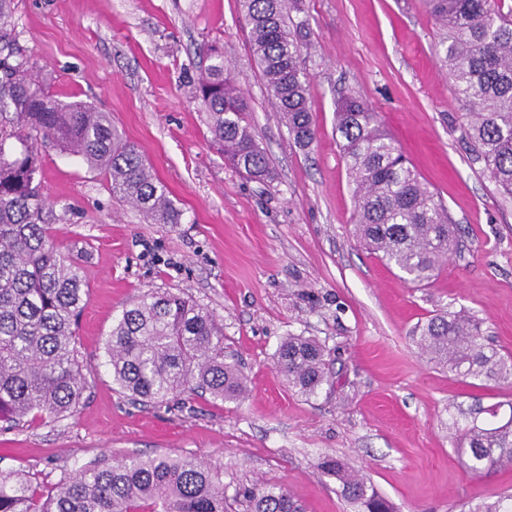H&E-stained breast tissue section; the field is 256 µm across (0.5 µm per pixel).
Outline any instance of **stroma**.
Segmentation results:
<instances>
[{
  "instance_id": "stroma-1",
  "label": "stroma",
  "mask_w": 512,
  "mask_h": 512,
  "mask_svg": "<svg viewBox=\"0 0 512 512\" xmlns=\"http://www.w3.org/2000/svg\"><path fill=\"white\" fill-rule=\"evenodd\" d=\"M307 32L317 139L290 140L249 43L240 0H13L20 51L65 101L109 113L182 212L150 224L113 197L109 180L54 146L42 186L54 235L78 258L89 300L77 330L86 390L60 421L0 422V468L49 490L63 472L103 458L170 453L224 467L228 488L284 486L305 512H355L317 464L355 466L399 512H474L512 494V467L471 473L450 419L504 423L512 386L462 378L431 363L413 330L436 311L465 309L512 356V199L461 135L464 109L441 69L440 32L419 0H299ZM244 91L246 112L276 179L261 183L224 162L196 99L206 49ZM352 93L430 183L460 228L457 252L417 287L351 235L352 185L336 139V104ZM189 295L224 322L248 380L241 401L182 396L154 408L112 382L105 339L132 299ZM288 336L340 352L333 389L306 398L275 354Z\"/></svg>"
}]
</instances>
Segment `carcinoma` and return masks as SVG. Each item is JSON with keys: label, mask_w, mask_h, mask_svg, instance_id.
<instances>
[{"label": "carcinoma", "mask_w": 512, "mask_h": 512, "mask_svg": "<svg viewBox=\"0 0 512 512\" xmlns=\"http://www.w3.org/2000/svg\"><path fill=\"white\" fill-rule=\"evenodd\" d=\"M296 0H241L250 47L289 137L301 150L316 139L310 78L301 66L302 27L290 25ZM442 31L437 54L466 110L463 137L487 177L512 197V11L489 0H421ZM0 0V420L64 419L85 389L76 327L89 290L80 263L63 253L41 191L42 148L78 156L110 179L112 193L152 224H178L182 212L138 148L123 140L110 114L83 101H62L15 45ZM196 97L224 160L272 182L265 149L244 117L241 87L226 73L224 53L207 50ZM336 134L353 186V234L416 286L427 284L458 247L456 225L423 182L378 113L357 97L336 106ZM421 352L457 376L512 380V359L486 342L480 322L445 310L416 329ZM112 381L142 405L187 395L238 401L247 377L224 350V325L193 299L150 292L130 302L104 345ZM276 363L288 384L314 397L331 384V352L315 337L289 336ZM464 464L481 474L512 463V416L498 426L472 420L449 427ZM320 471L339 484L356 512H397L347 463L324 456ZM245 512H305L283 486L263 481L235 490ZM224 468L195 457L156 453L101 459L65 473L47 495L28 477L0 469V512H227Z\"/></svg>", "instance_id": "cac0c4a2"}]
</instances>
